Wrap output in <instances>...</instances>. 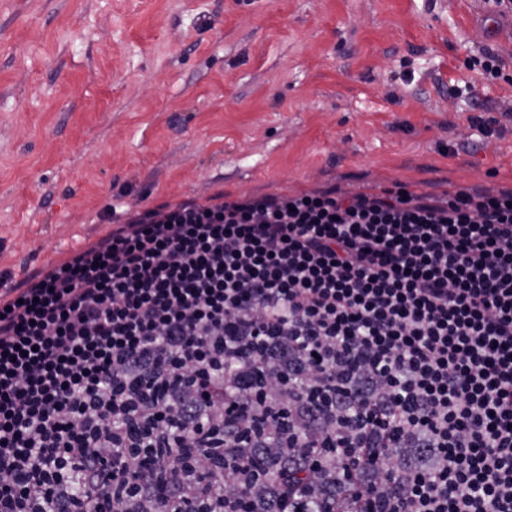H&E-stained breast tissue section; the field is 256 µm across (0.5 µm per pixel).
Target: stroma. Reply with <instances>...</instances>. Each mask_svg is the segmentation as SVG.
I'll return each mask as SVG.
<instances>
[{
  "instance_id": "obj_1",
  "label": "stroma",
  "mask_w": 512,
  "mask_h": 512,
  "mask_svg": "<svg viewBox=\"0 0 512 512\" xmlns=\"http://www.w3.org/2000/svg\"><path fill=\"white\" fill-rule=\"evenodd\" d=\"M0 0L7 287L137 212L512 185V39L470 0ZM471 87L492 136L463 149ZM466 65L471 69L477 68L480 70L486 80H509V75L503 73L504 67L501 58L498 53L492 49L483 50L480 56H475L467 60Z\"/></svg>"
}]
</instances>
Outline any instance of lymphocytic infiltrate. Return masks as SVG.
<instances>
[{"label":"lymphocytic infiltrate","instance_id":"f902f5d3","mask_svg":"<svg viewBox=\"0 0 512 512\" xmlns=\"http://www.w3.org/2000/svg\"><path fill=\"white\" fill-rule=\"evenodd\" d=\"M512 512V188L130 216L0 292V512Z\"/></svg>","mask_w":512,"mask_h":512}]
</instances>
